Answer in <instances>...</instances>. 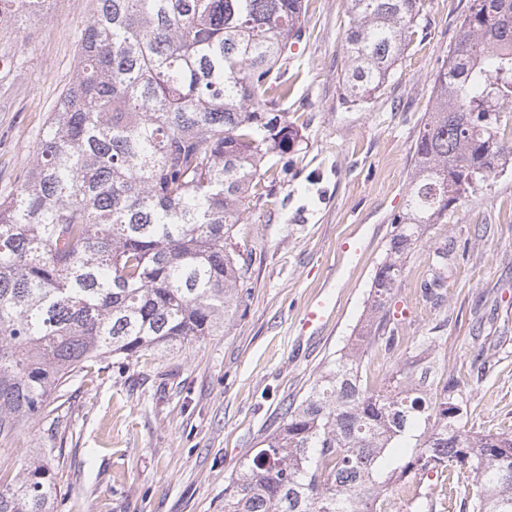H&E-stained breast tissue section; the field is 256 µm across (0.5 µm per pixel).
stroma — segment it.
I'll return each instance as SVG.
<instances>
[{"label": "stroma", "instance_id": "35a3bbf8", "mask_svg": "<svg viewBox=\"0 0 512 512\" xmlns=\"http://www.w3.org/2000/svg\"><path fill=\"white\" fill-rule=\"evenodd\" d=\"M471 0H422L388 83L354 101L347 65L346 0H304L305 37L288 69L282 106L301 140L288 170L264 183L233 235L249 270L225 330L138 358L77 372L45 412L0 434V483L46 448L54 512H224V479L277 429L326 362L359 343L375 271L386 257L413 168L434 80ZM94 0H46L41 14L0 22V199L25 178L33 152L78 66V38ZM364 251L343 253L345 240ZM334 315L318 334L300 321L317 295ZM392 303L397 343L363 353L381 385L402 362L427 357L434 379L455 367L466 383L468 430L512 432V168L492 172L447 220L423 225ZM435 337L434 347L420 344ZM489 359L469 370L474 345ZM461 512L442 477L393 487L392 512L413 496Z\"/></svg>", "mask_w": 512, "mask_h": 512}]
</instances>
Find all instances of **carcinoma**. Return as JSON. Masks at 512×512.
Instances as JSON below:
<instances>
[{"mask_svg": "<svg viewBox=\"0 0 512 512\" xmlns=\"http://www.w3.org/2000/svg\"><path fill=\"white\" fill-rule=\"evenodd\" d=\"M77 73L15 194L0 201V433L41 415L88 362L126 360L227 327L246 263L228 243L263 167L299 131L280 108L303 0H95ZM354 100L380 92L420 0H346ZM512 0H473L413 152L405 211L375 272L364 341L422 224L512 164ZM363 352L327 365L279 430L224 485V512H385L410 474H469V512H512V434L466 429L461 374L396 367L369 387ZM31 459L0 484V512H53Z\"/></svg>", "mask_w": 512, "mask_h": 512, "instance_id": "1", "label": "carcinoma"}]
</instances>
